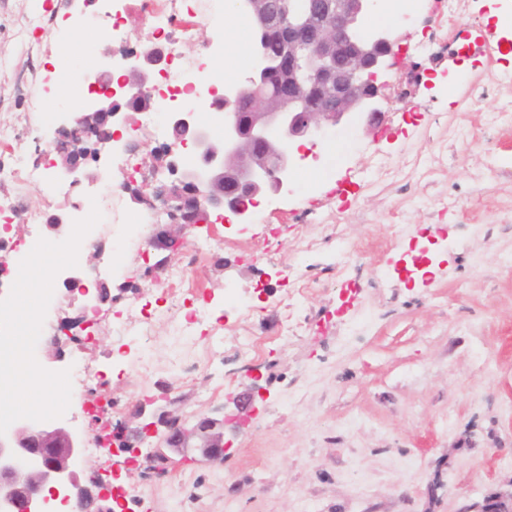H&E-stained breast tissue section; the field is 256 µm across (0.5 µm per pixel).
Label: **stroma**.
Masks as SVG:
<instances>
[{
	"label": "stroma",
	"mask_w": 512,
	"mask_h": 512,
	"mask_svg": "<svg viewBox=\"0 0 512 512\" xmlns=\"http://www.w3.org/2000/svg\"><path fill=\"white\" fill-rule=\"evenodd\" d=\"M137 0H0V200L26 214H73L103 199L96 242L121 257L102 285L95 344L61 335L81 312L80 293L59 289L43 323L58 349L38 343V363L60 371L83 360L102 389L71 395L59 423L92 446L89 407L117 397L114 415L137 426L151 403L191 426L203 416L246 419L224 435L223 460L194 451L156 457L143 437L137 461L81 456L82 486L112 472L130 492L128 512H458L466 502L512 494V34L487 26V0H466L456 27L447 0H410L392 23L382 11L365 25L387 28L401 51L383 74L377 127L364 118L316 142L295 169L289 195L263 199L248 226L209 215L188 242L208 248L187 278L206 312L195 335L175 337L184 308L145 292L168 285L175 255L145 252L128 228L169 178L156 161L153 127L135 132L136 169L124 142L104 154L68 195L20 187L11 173L54 156L65 87L55 69L59 36L75 62L98 58V30L112 11L125 25L119 45L152 43ZM155 316L146 340L120 343L117 321ZM296 325L283 333L285 320ZM254 342L250 354L242 339ZM201 371L186 379L179 363ZM103 413V420H110Z\"/></svg>",
	"instance_id": "35a3bbf8"
}]
</instances>
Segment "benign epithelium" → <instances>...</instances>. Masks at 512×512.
<instances>
[{
	"mask_svg": "<svg viewBox=\"0 0 512 512\" xmlns=\"http://www.w3.org/2000/svg\"><path fill=\"white\" fill-rule=\"evenodd\" d=\"M236 10L253 28V71L243 80L224 86L222 100L230 109L224 119V138L212 140L196 122L195 113L182 108L168 113L173 141L192 145L198 167L184 169L176 180L152 197L166 204L171 224L179 231L162 230L146 241L154 251L175 252L185 243L187 230L207 220L212 211H229L239 224L252 222L258 197L290 192L297 159L296 139L326 138L327 132L360 115L372 126L380 120L386 83L379 75L394 65L397 39L387 29L367 31L362 22L380 6L379 0H286L276 10L269 0H234ZM277 37L278 53L267 43ZM126 74L112 80L113 55L105 48L87 84L109 88L108 101L87 97L82 109L64 118L55 129L59 163L57 174L75 175L86 160L100 162L105 146L115 142L111 129L128 125L132 113L155 107L152 73L165 59L158 46L147 47L131 59L122 56ZM277 91L271 93L268 86ZM245 105V111L237 107ZM152 421L131 432L113 430L114 453H136L141 434H153L167 450L189 447L208 462L224 457V421L200 418L192 427L169 410L151 415ZM82 444L71 430L51 422L18 420L0 435V512H43L48 496L64 489L76 491L74 512H89L90 498L74 468ZM459 512H512V498L464 505Z\"/></svg>",
	"mask_w": 512,
	"mask_h": 512,
	"instance_id": "benign-epithelium-1",
	"label": "benign epithelium"
}]
</instances>
